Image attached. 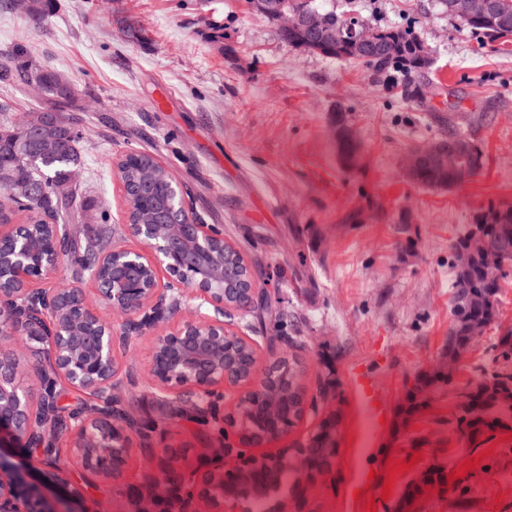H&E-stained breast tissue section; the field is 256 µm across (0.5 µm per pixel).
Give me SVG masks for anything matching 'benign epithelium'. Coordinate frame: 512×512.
<instances>
[{"mask_svg": "<svg viewBox=\"0 0 512 512\" xmlns=\"http://www.w3.org/2000/svg\"><path fill=\"white\" fill-rule=\"evenodd\" d=\"M279 24L283 40L288 31L316 34L327 27V15L316 10L295 12L282 0H250ZM454 10L464 18L505 20L498 16L497 0H462ZM336 48L343 57H362L380 50L378 33L359 17L336 30ZM468 144L460 138L438 139L414 149L406 174L419 168L448 172V183L459 186L470 180L465 156ZM34 189L0 190V447L8 440L38 448L41 470L56 485L51 494L29 474L0 455V512H83L82 495L71 478L70 467L61 463L55 448L65 438L72 448L74 465L83 475L112 482L119 488L127 481L134 450L141 447L139 418L120 408L122 398L112 384L118 372L114 344L129 341L148 327L155 330L147 355L152 384L178 399L191 397L199 408L219 388L241 386L251 380L257 351L239 332L234 320L224 315L245 309L255 300L256 284L250 266L238 253L229 261L218 258V269L204 264L217 247L231 251L227 242L216 244L214 226L193 216L185 197L179 209L185 218L161 223L132 218L133 196L123 187L129 202L127 223L139 240V250L113 246L104 251L89 271L92 292L83 288H57L54 282L69 247L54 224H15L5 221L16 209V199ZM239 283L238 302H230L224 277ZM180 297L195 302L181 321L168 323L167 297L175 286ZM130 316L122 336H114L109 314ZM235 342L246 348L243 360L248 377L237 363L224 360V345ZM460 360L442 358L433 369L455 381ZM48 370L50 386L35 400L29 388L30 370ZM301 371L286 357L276 360L256 388L244 397L259 396L269 385L288 383L286 375ZM88 393L91 400L72 409L60 405L57 383ZM188 456L185 443L168 444L141 452V474L156 477L154 492L168 494L173 512H250V500L240 495L214 493L224 473L241 471L251 459L214 438L203 454L205 462L182 468ZM304 482L291 493L290 512L308 506L309 488ZM269 512H283L281 489L266 482L253 489Z\"/></svg>", "mask_w": 512, "mask_h": 512, "instance_id": "1", "label": "benign epithelium"}]
</instances>
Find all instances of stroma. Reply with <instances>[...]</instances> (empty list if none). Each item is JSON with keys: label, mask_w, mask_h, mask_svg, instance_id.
Here are the masks:
<instances>
[{"label": "stroma", "mask_w": 512, "mask_h": 512, "mask_svg": "<svg viewBox=\"0 0 512 512\" xmlns=\"http://www.w3.org/2000/svg\"><path fill=\"white\" fill-rule=\"evenodd\" d=\"M359 13L374 26L414 27L434 59L415 78L427 98H404L359 64L289 46L246 0H52L38 25L0 7V64L21 46L74 88L62 113L82 132L81 186L107 216L82 225L81 240L136 246L116 164L150 153L187 187L195 215L241 252L257 289L295 313L308 397L319 382L340 384L339 452L312 489L311 512H393L438 457L452 472L471 466L472 512H512V435L478 449L437 429L448 396L408 422L396 416L406 387L448 341L452 244L488 205L512 206V43L484 46L436 0H359ZM43 103L27 85L0 84V122ZM340 114L359 138L355 166L333 137ZM449 131L479 147L482 169L451 189L406 178L408 155ZM499 310L464 355L458 385L492 370L490 345L512 331V277ZM242 331L258 354L256 386L288 345L255 312ZM149 344L145 334L117 346L114 378L147 423L157 406L142 365ZM359 368L385 415L377 430L352 381ZM435 429L445 445H419ZM396 463L403 471L393 472Z\"/></svg>", "instance_id": "35a3bbf8"}]
</instances>
